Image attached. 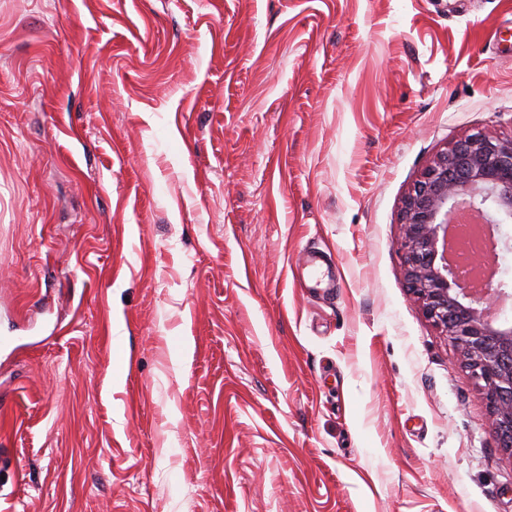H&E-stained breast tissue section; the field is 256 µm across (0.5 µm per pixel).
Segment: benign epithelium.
Listing matches in <instances>:
<instances>
[{
  "mask_svg": "<svg viewBox=\"0 0 512 512\" xmlns=\"http://www.w3.org/2000/svg\"><path fill=\"white\" fill-rule=\"evenodd\" d=\"M470 216L494 230L512 221V138L482 131L453 142L415 181L401 208L408 288L460 352L488 408L487 427L512 450V324L496 317L504 289L465 288L448 256V229Z\"/></svg>",
  "mask_w": 512,
  "mask_h": 512,
  "instance_id": "1",
  "label": "benign epithelium"
}]
</instances>
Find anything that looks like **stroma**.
<instances>
[{"mask_svg": "<svg viewBox=\"0 0 512 512\" xmlns=\"http://www.w3.org/2000/svg\"><path fill=\"white\" fill-rule=\"evenodd\" d=\"M477 130L512 0H0V512H512L398 249Z\"/></svg>", "mask_w": 512, "mask_h": 512, "instance_id": "35a3bbf8", "label": "stroma"}]
</instances>
